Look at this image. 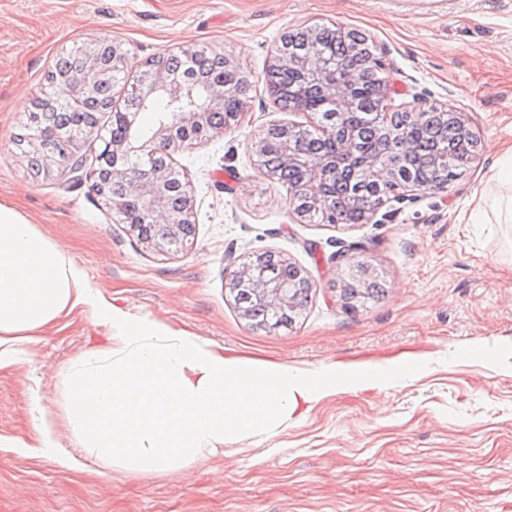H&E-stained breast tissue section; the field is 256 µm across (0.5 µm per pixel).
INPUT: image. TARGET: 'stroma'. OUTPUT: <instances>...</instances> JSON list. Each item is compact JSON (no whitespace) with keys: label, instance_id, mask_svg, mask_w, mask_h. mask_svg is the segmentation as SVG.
I'll list each match as a JSON object with an SVG mask.
<instances>
[{"label":"stroma","instance_id":"stroma-1","mask_svg":"<svg viewBox=\"0 0 512 512\" xmlns=\"http://www.w3.org/2000/svg\"><path fill=\"white\" fill-rule=\"evenodd\" d=\"M304 25L365 33L395 104L464 113L478 159L437 193L404 192L369 222L299 216L281 180L257 172L261 129L309 124L282 109L264 73L282 36ZM121 42L136 66L205 49L250 73L245 116L172 154L194 203L196 233L177 253L137 237L90 181L35 174L15 142L60 54ZM512 149V0H0V202L58 245L105 298L223 348L308 369L370 361L382 388L318 399L299 422L226 443L181 479L131 473L86 454L67 429L62 372L88 339L78 307L0 369V512H512V224H474L505 192L495 175ZM348 250L379 297L346 309ZM275 252L313 284L294 324L261 329L225 286L239 259ZM416 374L393 372L405 355ZM55 418L83 459L69 470L10 447L33 442V408Z\"/></svg>","mask_w":512,"mask_h":512}]
</instances>
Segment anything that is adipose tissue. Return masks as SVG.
<instances>
[{
    "label": "adipose tissue",
    "instance_id": "ef3b65f1",
    "mask_svg": "<svg viewBox=\"0 0 512 512\" xmlns=\"http://www.w3.org/2000/svg\"><path fill=\"white\" fill-rule=\"evenodd\" d=\"M79 305L107 336L65 370L67 429L88 454L131 472L181 477L227 442L301 420L337 385L367 391L385 382L370 362L311 370L241 359L138 316L102 297L17 208L0 202V367L23 362V343ZM34 419L33 452L78 467L46 412Z\"/></svg>",
    "mask_w": 512,
    "mask_h": 512
}]
</instances>
